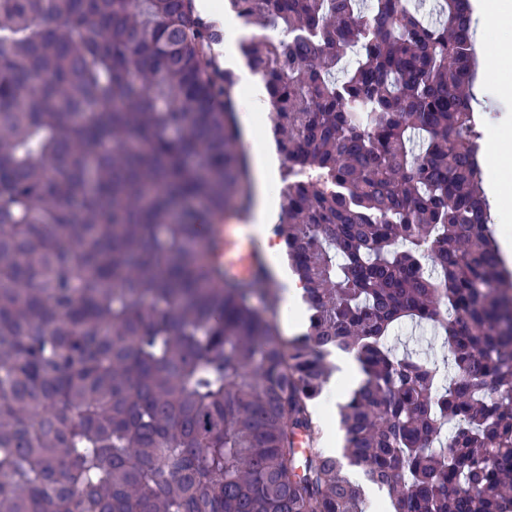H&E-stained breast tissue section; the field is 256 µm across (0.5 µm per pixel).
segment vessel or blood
Masks as SVG:
<instances>
[{
    "instance_id": "1",
    "label": "vessel or blood",
    "mask_w": 512,
    "mask_h": 512,
    "mask_svg": "<svg viewBox=\"0 0 512 512\" xmlns=\"http://www.w3.org/2000/svg\"><path fill=\"white\" fill-rule=\"evenodd\" d=\"M210 231L216 243L213 257L232 278H251L264 261L263 243L246 219L235 224H214Z\"/></svg>"
}]
</instances>
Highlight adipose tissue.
<instances>
[{"mask_svg": "<svg viewBox=\"0 0 512 512\" xmlns=\"http://www.w3.org/2000/svg\"><path fill=\"white\" fill-rule=\"evenodd\" d=\"M482 28L478 34L480 49V75L493 83L499 101L512 100V84L500 82L502 73L512 70V57L489 50L492 41L512 37V0H482ZM240 124L250 142L253 184V217L257 224L274 223L278 215V201L272 191L278 179L279 160L268 139L256 135L259 113L269 111L270 103L263 85L252 78H245L235 98ZM512 127V113L505 112L489 127L492 145L483 159V179L490 197L502 219L512 218V169L502 167L494 151L501 144V131ZM271 269L286 290L282 304L281 326L285 333L301 330L304 316L300 306L302 288L288 269L283 248L269 253Z\"/></svg>", "mask_w": 512, "mask_h": 512, "instance_id": "1", "label": "adipose tissue"}]
</instances>
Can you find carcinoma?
Segmentation results:
<instances>
[{"instance_id":"cac0c4a2","label":"carcinoma","mask_w":512,"mask_h":512,"mask_svg":"<svg viewBox=\"0 0 512 512\" xmlns=\"http://www.w3.org/2000/svg\"><path fill=\"white\" fill-rule=\"evenodd\" d=\"M192 0H0V512H512V274L470 106L471 0H224L304 284L227 277L236 76ZM410 320L440 358L388 343ZM363 379L319 436L328 358ZM269 257L272 272L287 288L284 292L281 310V326L282 330L288 333L289 336L302 329L304 320L303 310L300 306L302 287L300 286L299 280L288 270V261L283 248L276 247L271 250Z\"/></svg>"}]
</instances>
